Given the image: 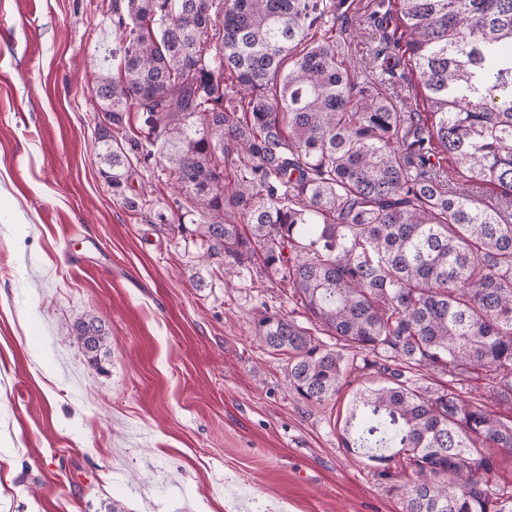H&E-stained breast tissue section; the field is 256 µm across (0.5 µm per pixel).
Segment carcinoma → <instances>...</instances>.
Instances as JSON below:
<instances>
[{"instance_id":"1","label":"carcinoma","mask_w":512,"mask_h":512,"mask_svg":"<svg viewBox=\"0 0 512 512\" xmlns=\"http://www.w3.org/2000/svg\"><path fill=\"white\" fill-rule=\"evenodd\" d=\"M396 4L422 112L357 95L322 27L331 0H102L122 46L118 75L94 76L101 175L120 193L129 155L159 154L202 218L203 260L280 276L313 328L265 311L256 333L288 353L302 399L336 396L360 354L377 368L343 440L388 482L404 456L401 512H512V492L481 478L486 449L512 454V418L463 392L479 369L512 410V0ZM439 154L465 182L438 180ZM75 332L91 356L104 347L98 317Z\"/></svg>"}]
</instances>
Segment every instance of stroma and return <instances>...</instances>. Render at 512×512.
<instances>
[{"instance_id": "obj_1", "label": "stroma", "mask_w": 512, "mask_h": 512, "mask_svg": "<svg viewBox=\"0 0 512 512\" xmlns=\"http://www.w3.org/2000/svg\"><path fill=\"white\" fill-rule=\"evenodd\" d=\"M100 2L0 0V512H399L341 439L366 374L300 399L255 332L266 310L310 324L279 277L202 260L159 157L123 194L101 177L91 78L117 40ZM395 10L343 0L335 25L360 87L413 112L410 66L377 57ZM75 332L91 357H97L98 352L105 345V336H107L102 321L96 316H89L77 324Z\"/></svg>"}]
</instances>
